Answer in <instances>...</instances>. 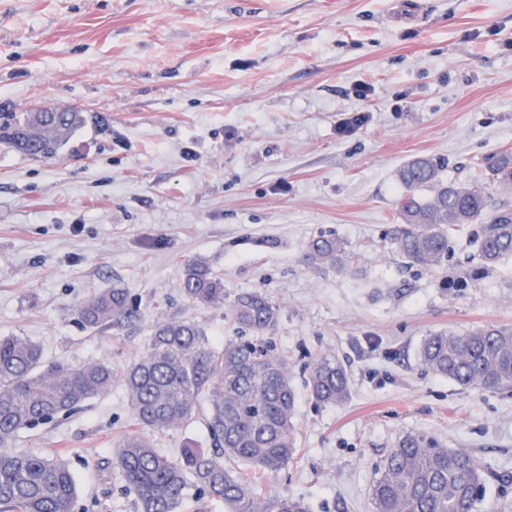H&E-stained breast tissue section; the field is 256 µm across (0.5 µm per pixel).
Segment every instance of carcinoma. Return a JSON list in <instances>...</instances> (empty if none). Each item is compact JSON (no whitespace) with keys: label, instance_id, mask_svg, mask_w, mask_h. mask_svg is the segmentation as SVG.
Wrapping results in <instances>:
<instances>
[{"label":"carcinoma","instance_id":"obj_1","mask_svg":"<svg viewBox=\"0 0 512 512\" xmlns=\"http://www.w3.org/2000/svg\"><path fill=\"white\" fill-rule=\"evenodd\" d=\"M85 123L76 108L64 112H0V143L38 159H51ZM442 164L419 157L399 171L404 188L397 237L409 265L433 269L448 257V228L478 225V256L488 267L512 256V210L491 208L473 184L448 183ZM493 182L512 184V155L491 158ZM344 253L333 235L312 240L304 260L335 265ZM180 291L191 303H224V283L201 259L185 264ZM86 327L121 325L137 317L126 291L112 288L90 296L77 311ZM244 332L263 336L279 309L258 291L242 292L231 305ZM420 364L463 387L512 388V326H486L458 334L446 330L425 337ZM116 378L105 359L77 367L47 365L41 348L22 336L0 337V512H73L77 484L67 458L38 450L15 452L9 443L33 428L107 393ZM138 430L112 451V466L124 475L138 512H177L189 486L201 498L224 504L225 512H309L304 500L286 494L266 499L256 476L271 477L293 458L292 417L297 400L287 362L252 340L239 337L216 346L198 324L164 319L153 326L148 349L121 374ZM321 404L350 398L345 366L333 354L315 360L307 380ZM209 406L208 431L214 450L184 448L172 459L155 447L152 435L178 428L200 399ZM487 475L472 455L436 439L410 433L379 466L372 486L374 512H481Z\"/></svg>","mask_w":512,"mask_h":512}]
</instances>
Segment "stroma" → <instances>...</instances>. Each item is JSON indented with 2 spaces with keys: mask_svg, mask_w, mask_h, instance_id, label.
Returning a JSON list of instances; mask_svg holds the SVG:
<instances>
[{
  "mask_svg": "<svg viewBox=\"0 0 512 512\" xmlns=\"http://www.w3.org/2000/svg\"><path fill=\"white\" fill-rule=\"evenodd\" d=\"M44 106L87 121L52 160L0 144V336L28 337L49 364L104 358L119 372L160 319L236 337L228 305L259 291L279 308L261 343L297 392L296 453L263 494L373 512L377 468L419 432L476 457L484 512L512 505V393L417 358L430 333L512 326V258L483 267L473 224L449 229L435 269L406 264L395 239L398 171L415 156L512 206V185L484 176L512 153V0H0V112ZM323 234L344 242L343 269L303 262ZM196 258L223 280V305L181 295ZM108 288L139 319L83 326L79 306ZM325 352L347 369L344 404L306 388ZM207 414L156 446L210 447ZM133 424L116 382L11 447L64 454L76 512H137L110 463Z\"/></svg>",
  "mask_w": 512,
  "mask_h": 512,
  "instance_id": "35a3bbf8",
  "label": "stroma"
}]
</instances>
